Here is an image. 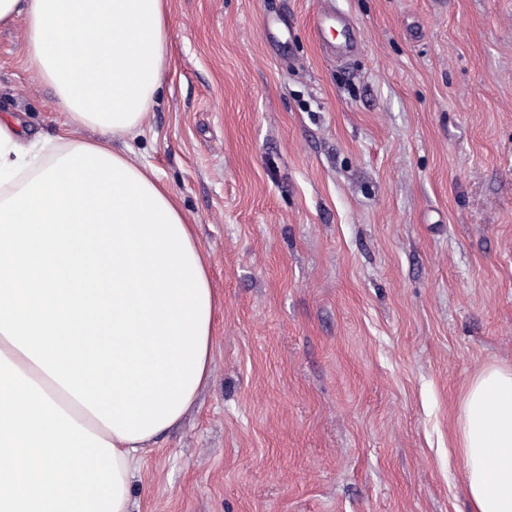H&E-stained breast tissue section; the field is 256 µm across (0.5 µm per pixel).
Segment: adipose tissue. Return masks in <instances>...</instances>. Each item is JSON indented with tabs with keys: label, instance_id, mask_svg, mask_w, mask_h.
I'll return each instance as SVG.
<instances>
[{
	"label": "adipose tissue",
	"instance_id": "adipose-tissue-1",
	"mask_svg": "<svg viewBox=\"0 0 512 512\" xmlns=\"http://www.w3.org/2000/svg\"><path fill=\"white\" fill-rule=\"evenodd\" d=\"M26 64L90 139L0 116V512H132L140 454L208 381L219 301L171 190L114 147L149 117L168 0H0ZM472 512H512V368L470 383Z\"/></svg>",
	"mask_w": 512,
	"mask_h": 512
}]
</instances>
